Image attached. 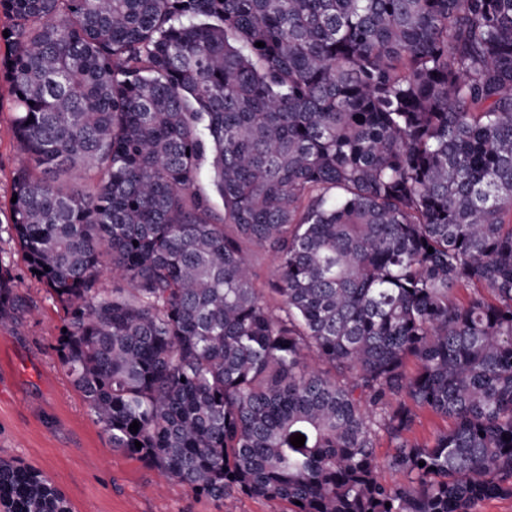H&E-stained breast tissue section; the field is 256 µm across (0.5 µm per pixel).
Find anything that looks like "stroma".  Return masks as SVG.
I'll return each instance as SVG.
<instances>
[{
	"mask_svg": "<svg viewBox=\"0 0 512 512\" xmlns=\"http://www.w3.org/2000/svg\"><path fill=\"white\" fill-rule=\"evenodd\" d=\"M7 98L0 76V266L23 299L14 320L0 327V458L46 473L72 512H286L238 495L221 502L198 496L113 450L54 350L61 304L31 272L8 229L12 174L24 156Z\"/></svg>",
	"mask_w": 512,
	"mask_h": 512,
	"instance_id": "1",
	"label": "stroma"
}]
</instances>
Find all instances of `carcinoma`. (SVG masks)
Returning a JSON list of instances; mask_svg holds the SVG:
<instances>
[{"label":"carcinoma","instance_id":"carcinoma-1","mask_svg":"<svg viewBox=\"0 0 512 512\" xmlns=\"http://www.w3.org/2000/svg\"><path fill=\"white\" fill-rule=\"evenodd\" d=\"M0 17L26 156L11 230L113 449L291 512L512 498V0H0ZM19 306L1 269V326ZM424 413L451 426L409 440ZM0 508L71 512L5 459Z\"/></svg>","mask_w":512,"mask_h":512}]
</instances>
